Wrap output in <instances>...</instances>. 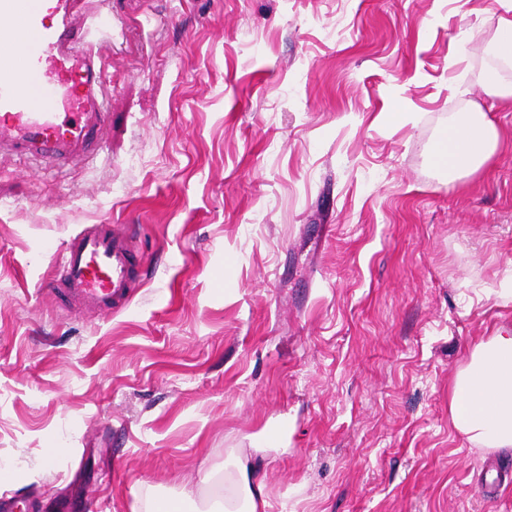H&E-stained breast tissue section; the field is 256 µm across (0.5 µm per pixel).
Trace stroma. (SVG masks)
<instances>
[{
	"label": "stroma",
	"mask_w": 512,
	"mask_h": 512,
	"mask_svg": "<svg viewBox=\"0 0 512 512\" xmlns=\"http://www.w3.org/2000/svg\"><path fill=\"white\" fill-rule=\"evenodd\" d=\"M93 160L0 156V493L194 512L246 450L266 512H512V452L458 432L471 347L512 325V0H111ZM468 112L499 140L449 179ZM92 224L139 286L48 288ZM484 50L511 61L512 58V19L501 17L498 22L497 39Z\"/></svg>",
	"instance_id": "stroma-1"
}]
</instances>
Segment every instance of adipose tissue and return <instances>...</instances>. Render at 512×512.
<instances>
[{
    "label": "adipose tissue",
    "mask_w": 512,
    "mask_h": 512,
    "mask_svg": "<svg viewBox=\"0 0 512 512\" xmlns=\"http://www.w3.org/2000/svg\"><path fill=\"white\" fill-rule=\"evenodd\" d=\"M498 133L483 113H472L442 143L448 173L478 168L489 159ZM455 428L479 450H512V329L499 328L474 345L455 376L448 406ZM201 512H265L258 482L241 449L228 453L220 495H203Z\"/></svg>",
    "instance_id": "adipose-tissue-1"
}]
</instances>
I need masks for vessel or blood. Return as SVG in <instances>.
I'll list each match as a JSON object with an SVG mask.
<instances>
[{"mask_svg":"<svg viewBox=\"0 0 512 512\" xmlns=\"http://www.w3.org/2000/svg\"><path fill=\"white\" fill-rule=\"evenodd\" d=\"M79 0H0V151L62 167L97 155L108 111L96 34L122 19L77 18ZM137 250L121 225L84 229L55 263L54 285L80 309H116L137 276Z\"/></svg>","mask_w":512,"mask_h":512,"instance_id":"1","label":"vessel or blood"}]
</instances>
